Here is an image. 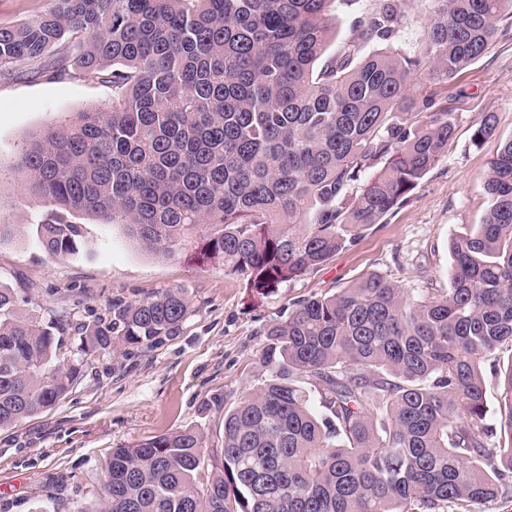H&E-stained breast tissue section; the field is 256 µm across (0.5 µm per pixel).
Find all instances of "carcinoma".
I'll list each match as a JSON object with an SVG mask.
<instances>
[{
	"label": "carcinoma",
	"mask_w": 512,
	"mask_h": 512,
	"mask_svg": "<svg viewBox=\"0 0 512 512\" xmlns=\"http://www.w3.org/2000/svg\"><path fill=\"white\" fill-rule=\"evenodd\" d=\"M0 28V70L19 59L41 76L77 47L84 80L112 103L50 125L15 157L24 191L48 209L37 238L79 254L68 214L119 224L163 258L195 248L268 294L324 265L347 233L379 224L433 169L454 112L419 89L456 80L490 48L512 0H430L424 47L324 60L333 4L360 0H54ZM358 40L387 42L407 23L378 0ZM495 116L476 119L478 145ZM381 167L370 175L367 169ZM489 208L449 241L450 288L409 292L377 273L295 304L271 324L260 384L224 412L223 448L193 427L112 449L106 498L80 512H483L512 499V138L490 161ZM182 288L112 305L75 327L80 354L177 336ZM70 323L18 309L0 284V429L62 400L78 373L61 360Z\"/></svg>",
	"instance_id": "1"
}]
</instances>
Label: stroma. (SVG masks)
Here are the masks:
<instances>
[{"mask_svg": "<svg viewBox=\"0 0 512 512\" xmlns=\"http://www.w3.org/2000/svg\"><path fill=\"white\" fill-rule=\"evenodd\" d=\"M29 61L0 72V222L14 225L0 243V283L20 308L76 323L109 317L169 288L185 289L192 311L180 335L151 348L118 347L82 357L68 394L40 414L0 430V512H77L104 497V467L113 448L192 426L206 448L220 450L224 412L261 376L265 328L303 298L332 293L377 272L420 295L447 292L450 239L482 223L488 164L512 138V17L504 16L488 52L448 85L457 124L448 150L379 224L314 271L268 295L250 293L222 266L185 253L162 260L136 247L120 226L76 215L80 252L54 256L35 239L44 208L10 170L25 143L50 124L110 103L109 87L77 69L61 79L31 77ZM496 116L481 144L476 118Z\"/></svg>", "mask_w": 512, "mask_h": 512, "instance_id": "obj_1", "label": "stroma"}]
</instances>
